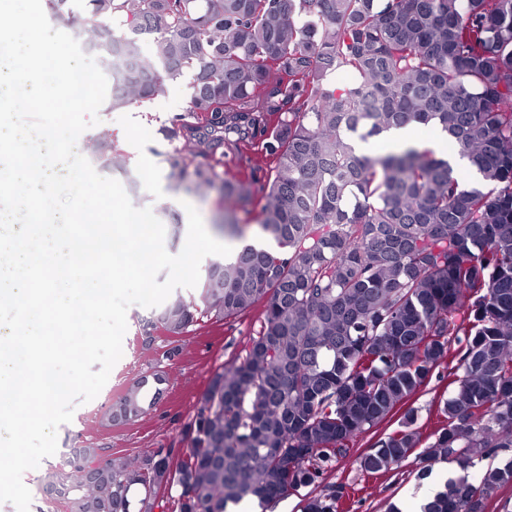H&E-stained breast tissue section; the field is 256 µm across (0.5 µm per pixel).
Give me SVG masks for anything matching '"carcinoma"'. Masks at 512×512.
Instances as JSON below:
<instances>
[{"instance_id": "carcinoma-1", "label": "carcinoma", "mask_w": 512, "mask_h": 512, "mask_svg": "<svg viewBox=\"0 0 512 512\" xmlns=\"http://www.w3.org/2000/svg\"><path fill=\"white\" fill-rule=\"evenodd\" d=\"M81 31L102 62L109 107L165 95L192 76L189 116L207 117L208 150L174 148L169 179L222 180L224 198L260 205L256 236L213 261L198 301L171 300L150 322L180 336L200 319L262 306L231 369L216 372L187 427L190 447L107 456L79 449L96 477L66 463L67 512H230L301 487L302 512H338L329 466L357 437L453 363L456 387L428 458L460 467L422 512H486L512 485V462L469 469L512 448V0H87ZM153 36L152 54L141 36ZM339 70L357 81L338 87ZM368 94L379 100L363 110ZM412 122L447 135L482 176L467 188L451 162L412 147L370 157L356 143ZM243 133L247 180L221 179L224 135ZM103 170L125 169L112 135L94 141ZM224 287H213L214 274ZM166 377L142 374L101 417L148 413ZM408 409L360 456L367 473L399 466L420 433Z\"/></svg>"}]
</instances>
